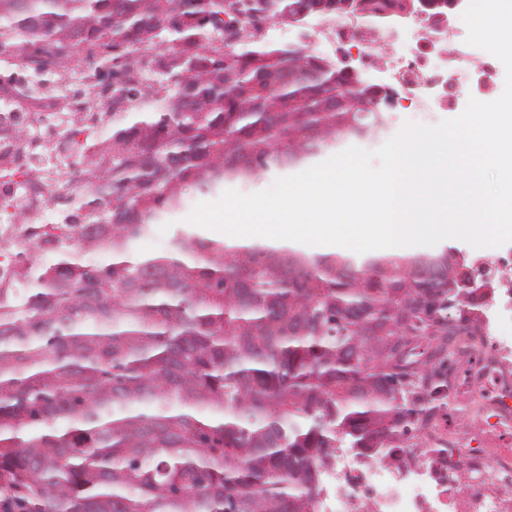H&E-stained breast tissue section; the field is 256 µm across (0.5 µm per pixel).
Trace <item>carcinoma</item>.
<instances>
[{
    "label": "carcinoma",
    "instance_id": "carcinoma-1",
    "mask_svg": "<svg viewBox=\"0 0 512 512\" xmlns=\"http://www.w3.org/2000/svg\"><path fill=\"white\" fill-rule=\"evenodd\" d=\"M228 0H0V56L59 85L77 66L101 105L161 109L95 149L57 121L32 168V237L0 228V501L8 512H316L338 448L395 454L418 413L392 338L448 335L475 291L454 247L407 256L229 245L192 228L132 261L188 188L245 184L385 127L376 94L328 107L347 77L301 48L227 52Z\"/></svg>",
    "mask_w": 512,
    "mask_h": 512
}]
</instances>
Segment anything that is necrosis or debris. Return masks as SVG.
I'll list each match as a JSON object with an SVG mask.
<instances>
[{
  "mask_svg": "<svg viewBox=\"0 0 512 512\" xmlns=\"http://www.w3.org/2000/svg\"><path fill=\"white\" fill-rule=\"evenodd\" d=\"M326 54L344 43L371 52L400 92L424 112H445L449 99L467 94L493 101L495 58L456 41L442 17L419 19L395 8L354 16H315L306 28ZM27 99L0 113V222H11L15 190L39 157V141L17 134ZM471 260L488 267L491 294L474 318L473 335L452 337L450 371L435 367L420 390L430 407L424 427L391 457L368 459L340 448L322 475L320 512H512V256L484 249ZM460 401L461 416L434 402Z\"/></svg>",
  "mask_w": 512,
  "mask_h": 512,
  "instance_id": "1",
  "label": "necrosis or debris"
}]
</instances>
